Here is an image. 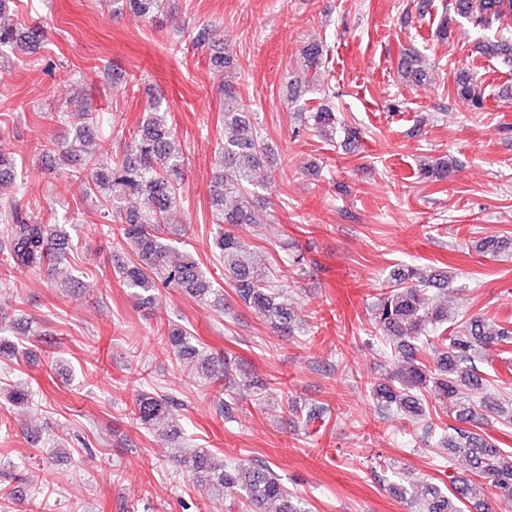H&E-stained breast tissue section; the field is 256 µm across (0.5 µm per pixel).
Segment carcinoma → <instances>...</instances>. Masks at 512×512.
I'll use <instances>...</instances> for the list:
<instances>
[{
	"mask_svg": "<svg viewBox=\"0 0 512 512\" xmlns=\"http://www.w3.org/2000/svg\"><path fill=\"white\" fill-rule=\"evenodd\" d=\"M163 0H112L113 6L153 19ZM458 17L476 35L475 47L481 55L512 68V36L493 27L512 19V0H448L441 13L437 37L448 35V16ZM45 38L37 23L24 31L0 26V67L30 56ZM301 70L314 82L323 60V46L312 42L302 49ZM403 83L417 85L429 77L414 48L403 49L399 61ZM456 94L475 112L484 107L481 79L467 69L456 78ZM224 129L231 135L220 145L219 173L215 176L210 206L218 227L212 238L215 253L224 262V275L236 295L263 320L280 332L294 334L292 313L279 301L280 292L270 278L267 266L251 260L248 244L239 227L264 223L252 202V174L260 166L264 146L248 112L239 100L236 86H224L222 102ZM306 127L324 135L336 133L338 118L325 105L304 104ZM51 120L76 125L75 135L63 152L82 164L79 172L84 194L95 199L103 218L117 225L120 248L126 260L117 267L123 287L142 304H150L162 288H177L195 297L211 310L224 313V289L215 287L202 264L189 253H179L176 244L164 236L165 223L176 205L183 181L184 154L176 151L168 112L156 108L138 126L126 149L112 157L110 165L100 163L98 135L92 114L72 113L68 107L51 113ZM456 163L438 160L421 168L432 181H446ZM17 161L14 153L0 145V214L7 223L0 239V267L10 272L55 269L66 259L70 236L57 223L32 219L15 196ZM512 249V242L487 236L476 245L483 255H498ZM448 272L421 270L404 265L390 275L385 291L372 308L373 325L397 360L389 381L372 388L376 407L413 424L430 413L446 415L467 427L452 428L442 438L441 447L463 456L472 478L451 483L444 491L438 486L403 473L405 485L398 487L415 512H487L486 497L492 492L512 497V453L497 446L481 424L492 418L512 426V395L497 399L475 397L498 383L497 376L476 360L487 361L489 352L512 346V328L491 323L480 314L456 323L448 309L435 305L431 292L448 287ZM165 350L179 361L194 363V375L204 381L224 378V392L217 402L224 417L231 418L241 388L229 363L220 364L205 355L186 328L169 323L162 336ZM0 398L19 406L31 402V393L22 383L0 390ZM182 399L175 392L142 390L136 394L134 416L147 431L178 439L183 434L179 419ZM176 462L215 500L237 495L246 512H308L298 496L290 493L272 466L257 460L247 466L224 463L207 448H199Z\"/></svg>",
	"mask_w": 512,
	"mask_h": 512,
	"instance_id": "1",
	"label": "carcinoma"
}]
</instances>
